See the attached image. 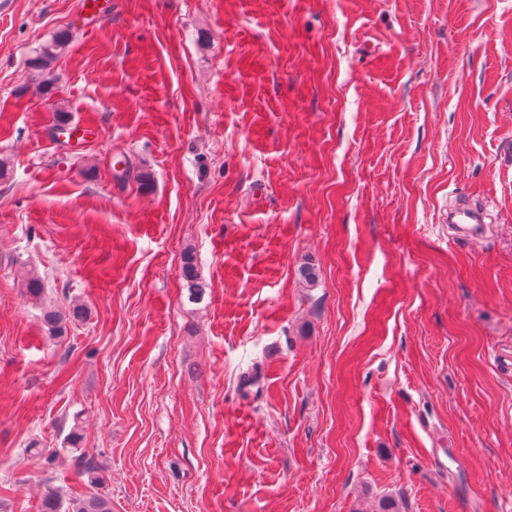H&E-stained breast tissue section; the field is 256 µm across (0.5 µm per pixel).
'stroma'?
Segmentation results:
<instances>
[{
	"instance_id": "obj_1",
	"label": "stroma",
	"mask_w": 512,
	"mask_h": 512,
	"mask_svg": "<svg viewBox=\"0 0 512 512\" xmlns=\"http://www.w3.org/2000/svg\"><path fill=\"white\" fill-rule=\"evenodd\" d=\"M79 3L0 0V512L77 417L112 512H512V0ZM67 41L68 34L66 32H60L53 36L35 51L34 56L29 60L30 66L38 70L46 69L59 56ZM448 223L455 224L458 239L472 240L479 235L477 228L485 223V212L476 207H457L448 214ZM180 276L185 282L188 300L194 303L202 300L206 292V284L200 280L195 258L190 252L185 253L183 256ZM87 311L80 305H75L68 313H63L55 308H46L43 311V322L53 337H61L66 332V324L72 321L84 320Z\"/></svg>"
}]
</instances>
